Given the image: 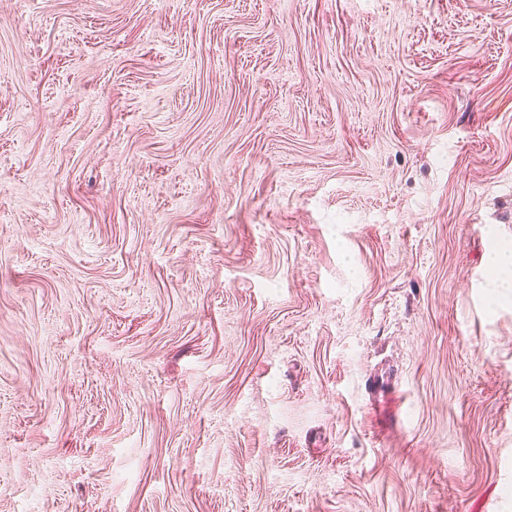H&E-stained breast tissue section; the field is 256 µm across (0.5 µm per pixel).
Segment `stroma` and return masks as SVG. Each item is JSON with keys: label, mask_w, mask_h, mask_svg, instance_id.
<instances>
[{"label": "stroma", "mask_w": 512, "mask_h": 512, "mask_svg": "<svg viewBox=\"0 0 512 512\" xmlns=\"http://www.w3.org/2000/svg\"><path fill=\"white\" fill-rule=\"evenodd\" d=\"M500 247L512 0H0V512H512Z\"/></svg>", "instance_id": "35a3bbf8"}]
</instances>
